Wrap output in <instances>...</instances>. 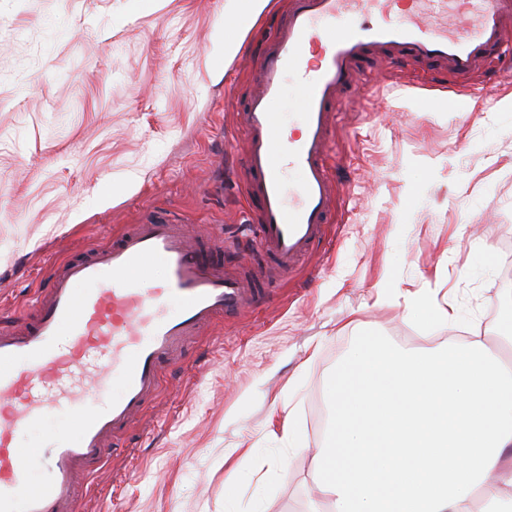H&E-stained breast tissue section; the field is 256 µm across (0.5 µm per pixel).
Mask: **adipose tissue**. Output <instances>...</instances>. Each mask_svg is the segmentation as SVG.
Here are the masks:
<instances>
[{
    "instance_id": "1",
    "label": "adipose tissue",
    "mask_w": 512,
    "mask_h": 512,
    "mask_svg": "<svg viewBox=\"0 0 512 512\" xmlns=\"http://www.w3.org/2000/svg\"><path fill=\"white\" fill-rule=\"evenodd\" d=\"M325 398L317 481L332 512H512V368L482 337L414 350L360 337Z\"/></svg>"
}]
</instances>
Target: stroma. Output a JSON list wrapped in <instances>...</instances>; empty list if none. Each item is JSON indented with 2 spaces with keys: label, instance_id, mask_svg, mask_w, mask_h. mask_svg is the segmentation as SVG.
Segmentation results:
<instances>
[{
  "label": "stroma",
  "instance_id": "35a3bbf8",
  "mask_svg": "<svg viewBox=\"0 0 512 512\" xmlns=\"http://www.w3.org/2000/svg\"><path fill=\"white\" fill-rule=\"evenodd\" d=\"M226 0H0V317L49 265L164 214L221 266L244 224L236 112L287 0L224 53ZM336 128L341 210L330 245L258 306L201 337L113 450L84 512H315L325 382L358 337L435 349L512 330V72L497 101L471 78L373 54ZM424 299L447 319L415 313ZM288 410L298 439H282ZM47 411L17 445L72 432Z\"/></svg>",
  "mask_w": 512,
  "mask_h": 512
}]
</instances>
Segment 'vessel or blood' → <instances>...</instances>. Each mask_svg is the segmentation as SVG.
<instances>
[{"label":"vessel or blood","mask_w":512,"mask_h":512,"mask_svg":"<svg viewBox=\"0 0 512 512\" xmlns=\"http://www.w3.org/2000/svg\"><path fill=\"white\" fill-rule=\"evenodd\" d=\"M289 0L284 21L257 63V88L235 129L247 147V190L259 220L237 246L269 259L277 276L325 238L338 191L329 147L365 55L396 49L447 66L454 76L489 74L512 53V0ZM463 13L458 29L430 18ZM300 91L299 133H285L284 83ZM261 298L212 263L179 220H148L83 256L57 261L28 311L0 324V512H78L80 489L116 440L143 418L183 348ZM119 375L117 398L93 392ZM73 410L75 435L20 448L15 434L47 410ZM39 464L37 484L27 479Z\"/></svg>","instance_id":"1"}]
</instances>
